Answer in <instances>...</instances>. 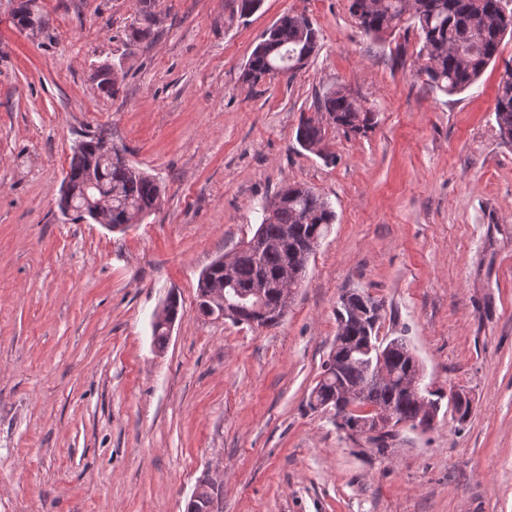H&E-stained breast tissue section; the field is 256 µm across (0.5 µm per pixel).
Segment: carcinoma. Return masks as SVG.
Wrapping results in <instances>:
<instances>
[{"instance_id":"1","label":"carcinoma","mask_w":512,"mask_h":512,"mask_svg":"<svg viewBox=\"0 0 512 512\" xmlns=\"http://www.w3.org/2000/svg\"><path fill=\"white\" fill-rule=\"evenodd\" d=\"M349 12L367 34L381 36L396 30L404 17L414 21L422 46L419 73L427 83L445 94L464 91L474 85L498 53L504 34L512 31V10L506 0H349ZM13 19L20 29L43 26L42 16L32 9V0L16 8ZM148 12L141 9L130 26V39L149 32ZM318 49V31L304 14L288 13L277 20L252 51L242 72V81L254 85L263 79L301 69ZM349 135H365L376 124V113L346 86H338L318 97L315 112L301 115L296 131L298 144L320 154L326 137L323 117ZM494 118L503 142L512 144V64L505 67L495 100ZM103 135L94 136L72 148L69 170L63 179L70 191L72 221L94 220L87 196H105L111 201L109 223L124 231L158 206L161 185L155 177L130 164L123 151L104 149ZM336 213L328 200L300 185L282 187L275 199L262 209L254 233L269 242L261 250L240 247L229 262L218 259L202 274L198 283L199 308L213 306L211 297L224 296L235 324L274 326L284 317L295 291L282 292L279 273L290 256L317 247L334 224ZM379 316L370 296L350 293L336 309L338 330L350 338L344 359L331 355L308 397V406L322 409L345 391L366 390V399L392 409L412 422L418 410L415 393L401 384L409 374V360L415 357L411 345L388 357L396 378L389 382L370 381L369 348L382 346L375 334ZM218 493L200 481L187 512H215Z\"/></svg>"}]
</instances>
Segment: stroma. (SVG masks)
I'll return each instance as SVG.
<instances>
[{
	"label": "stroma",
	"mask_w": 512,
	"mask_h": 512,
	"mask_svg": "<svg viewBox=\"0 0 512 512\" xmlns=\"http://www.w3.org/2000/svg\"><path fill=\"white\" fill-rule=\"evenodd\" d=\"M0 0V512H186L199 479L221 512H512V145L494 119L512 37L470 89L417 77L416 29L375 38L348 0H35L19 29ZM319 51L294 77L241 73L284 14ZM109 65L118 91L94 76ZM345 84L378 114L364 135L295 133ZM104 134L156 176L157 208L123 233L58 208L74 141ZM313 188L336 220L282 321L198 312V280L255 233L283 185ZM381 305L424 381L465 389L425 430L378 454L307 401L336 339V306ZM179 315L164 351L152 321Z\"/></svg>",
	"instance_id": "stroma-1"
}]
</instances>
